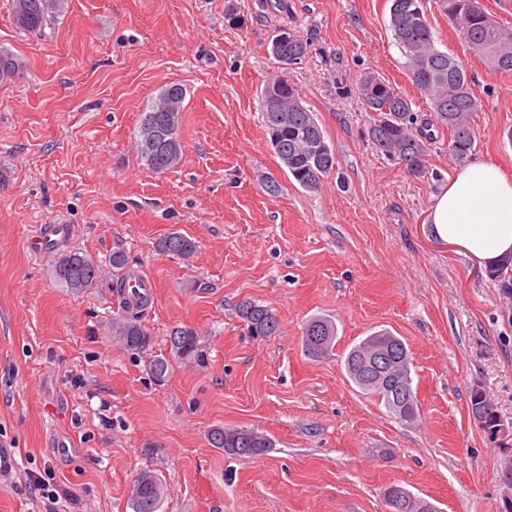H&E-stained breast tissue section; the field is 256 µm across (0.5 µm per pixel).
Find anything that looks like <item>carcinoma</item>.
I'll return each instance as SVG.
<instances>
[{
	"mask_svg": "<svg viewBox=\"0 0 512 512\" xmlns=\"http://www.w3.org/2000/svg\"><path fill=\"white\" fill-rule=\"evenodd\" d=\"M66 0H12L16 26L42 35L64 10ZM448 21L493 69L512 72V30L500 28L476 0H441ZM390 26L396 43L407 58L406 67L412 84L429 100L430 117L421 120L413 112L412 102L389 81L373 73L365 74L358 94L366 111L376 117L370 124L369 137L377 150L405 165L416 177L426 174V158L436 136L432 129H447L448 153L454 161L464 163L471 155L474 133L471 119L479 102L471 89V77L448 53L435 46L431 25L422 0H391ZM308 49L306 41L281 28L271 40V53L284 65L281 74L267 82L261 92V112L270 145L284 166L288 177L307 190H316L335 166V151L327 143L315 115L302 104L299 90L288 78V67L298 64ZM22 66L17 56L0 47V82L18 76ZM186 89L179 83L167 85L157 100L142 113L138 127L137 148L147 166L155 173L175 169L181 162V111ZM197 242L179 232H171L157 242L158 251L188 257L196 252ZM512 259L488 276L500 283L501 292L512 297V278L505 270ZM54 277L61 285L77 292L93 287L99 278L100 265L87 252L73 250L54 260ZM122 319L116 323L115 335L133 354L151 346V336L142 324V306L131 307L122 301ZM236 316L248 335L263 339L273 336L279 322L272 310L252 299L237 305ZM336 325L325 317L310 318L303 327L305 355L319 359L332 351L336 342ZM170 356H157L149 363L151 377L165 380L170 359H199L203 349L194 329L176 327L170 331ZM392 350L401 359L398 368L381 374L372 367L377 353ZM349 380L364 394L379 399L391 415L402 423H412L419 412L417 391L405 343L387 330L364 338L351 347L344 360ZM471 414L482 415L485 429L492 428L500 415L495 406L470 389ZM209 443L234 457H257L275 446L266 433L247 427L216 426L209 431ZM132 494V512H160L165 486L152 471L143 472ZM387 508L393 512H437L433 503L408 489L392 484L383 492Z\"/></svg>",
	"mask_w": 512,
	"mask_h": 512,
	"instance_id": "carcinoma-1",
	"label": "carcinoma"
}]
</instances>
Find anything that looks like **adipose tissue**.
I'll list each match as a JSON object with an SVG mask.
<instances>
[{"instance_id":"adipose-tissue-1","label":"adipose tissue","mask_w":512,"mask_h":512,"mask_svg":"<svg viewBox=\"0 0 512 512\" xmlns=\"http://www.w3.org/2000/svg\"><path fill=\"white\" fill-rule=\"evenodd\" d=\"M431 235L488 269L512 257V176L476 160L460 169L436 197Z\"/></svg>"}]
</instances>
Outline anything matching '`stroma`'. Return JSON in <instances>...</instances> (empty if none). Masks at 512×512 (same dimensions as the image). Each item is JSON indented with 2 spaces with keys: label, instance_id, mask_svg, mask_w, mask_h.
<instances>
[{
  "label": "stroma",
  "instance_id": "1",
  "mask_svg": "<svg viewBox=\"0 0 512 512\" xmlns=\"http://www.w3.org/2000/svg\"><path fill=\"white\" fill-rule=\"evenodd\" d=\"M67 0L45 35L17 29L0 0V47L20 78L0 84V512H46L29 475L67 488L77 512H132L139 474L167 486L160 512H387L400 485L440 512H512L495 446L469 416L480 384L512 422V301L497 281L428 231L436 196L458 166L439 134L425 177L373 148L360 102L375 72L428 116L389 27L390 0ZM435 45L460 61L480 103L473 159L512 174V73L495 72L424 0ZM307 40L283 68L269 43L280 28ZM288 73L335 149L320 189L288 179L268 144L265 82ZM186 87L183 157L152 172L136 147L161 89ZM280 185L269 194L267 180ZM71 225L69 249L103 264L76 293L56 282L53 255L28 243ZM198 243L187 259L159 253L171 232ZM153 282L142 322L149 351L115 336L120 317L112 250ZM269 306L280 328L244 336L238 302ZM331 319L336 344L312 360L304 323ZM195 329L205 358L149 376L173 328ZM385 329L410 353L420 412L404 424L348 379L344 357ZM271 436L258 457L212 447L209 430Z\"/></svg>",
  "mask_w": 512,
  "mask_h": 512
}]
</instances>
